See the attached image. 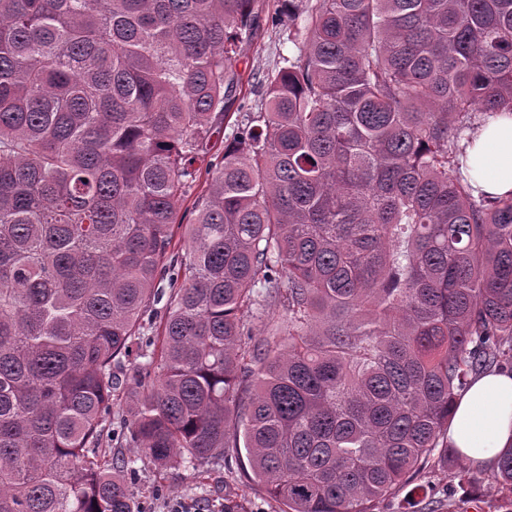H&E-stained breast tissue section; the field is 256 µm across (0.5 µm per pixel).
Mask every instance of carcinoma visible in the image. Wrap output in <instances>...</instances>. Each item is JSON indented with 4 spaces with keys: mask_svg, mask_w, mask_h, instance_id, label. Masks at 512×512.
Segmentation results:
<instances>
[{
    "mask_svg": "<svg viewBox=\"0 0 512 512\" xmlns=\"http://www.w3.org/2000/svg\"><path fill=\"white\" fill-rule=\"evenodd\" d=\"M278 3L292 50L252 103L257 0H0V512H134L104 450L134 353L121 439L243 447L285 512H372L460 460L457 396L512 362V194L460 162L512 114V0ZM493 478L497 512L512 447ZM226 124H222L220 130V133H215L212 135L208 149L209 152L206 155L205 162L198 163L196 167H199V171L197 173L196 181L193 183V187L185 197V200L182 202V205L179 209V217L186 216L183 220V224H190L192 219L194 218L195 213H193V207L195 201L205 193V190L208 187V184L211 180V174H208V171L206 170V162L210 159V156L213 154L221 153L224 150V135L230 132V125L226 126Z\"/></svg>",
    "mask_w": 512,
    "mask_h": 512,
    "instance_id": "1",
    "label": "carcinoma"
}]
</instances>
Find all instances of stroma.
<instances>
[{
  "label": "stroma",
  "mask_w": 512,
  "mask_h": 512,
  "mask_svg": "<svg viewBox=\"0 0 512 512\" xmlns=\"http://www.w3.org/2000/svg\"><path fill=\"white\" fill-rule=\"evenodd\" d=\"M273 0H260L264 24L246 46L238 65L243 87H251L274 70L289 43L282 31L269 21ZM109 457L130 462L134 474L138 512H224L225 501L239 502L244 512H282L283 506L263 490L251 488L245 467L228 449L226 457L215 458L193 468L173 464L158 467L137 449L126 447L120 440L106 444ZM423 491L410 493L401 488L395 495L378 502L374 512H488L487 503L494 498L491 469L475 468L472 482L460 488L447 467L431 466L419 476Z\"/></svg>",
  "instance_id": "stroma-1"
}]
</instances>
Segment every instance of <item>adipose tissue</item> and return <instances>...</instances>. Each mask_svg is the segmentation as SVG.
<instances>
[{
  "label": "adipose tissue",
  "mask_w": 512,
  "mask_h": 512,
  "mask_svg": "<svg viewBox=\"0 0 512 512\" xmlns=\"http://www.w3.org/2000/svg\"><path fill=\"white\" fill-rule=\"evenodd\" d=\"M474 187L492 196L512 193V116L487 117L466 146ZM448 443L468 462L492 464L512 447V372L476 377L457 398Z\"/></svg>",
  "instance_id": "obj_1"
}]
</instances>
